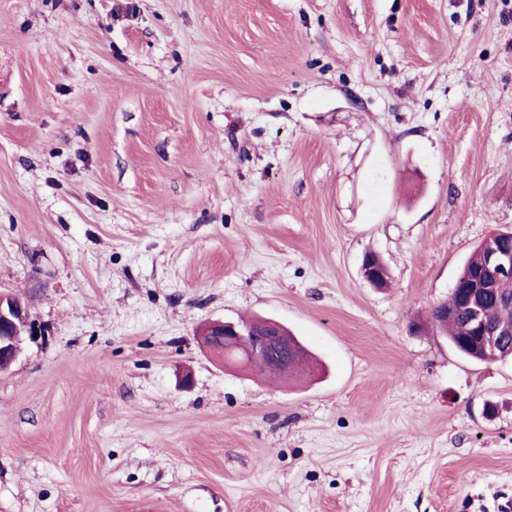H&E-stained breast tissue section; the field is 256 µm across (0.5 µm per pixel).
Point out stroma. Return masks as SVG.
Masks as SVG:
<instances>
[{
    "mask_svg": "<svg viewBox=\"0 0 512 512\" xmlns=\"http://www.w3.org/2000/svg\"><path fill=\"white\" fill-rule=\"evenodd\" d=\"M502 228L512 0H0V512H502L512 360L411 327ZM45 336L44 328L30 318L21 298L0 293V372L17 361L24 341L35 342ZM262 319L254 321L241 320V325H248L251 330L261 329L259 325ZM232 321L215 322L207 326L202 332L203 342L211 346L214 337L223 339L224 343H233L239 340L243 333V327ZM249 330L252 345L249 347L248 340H241L236 345L241 347L244 352L248 351L249 347V367L253 371L264 365L263 355L268 351H275L278 353L279 369L274 361V355L269 356L268 363L265 368L260 370L261 375H270L277 378H282L288 381L294 375V365L297 373L310 374L314 372V364L307 356L305 349H295L290 353L291 361L289 360V350H291L292 343L290 342L291 333L281 323L276 320H271L266 328L258 331L251 332ZM289 335V336H288ZM279 371V373H278ZM280 374V377H279Z\"/></svg>",
    "mask_w": 512,
    "mask_h": 512,
    "instance_id": "stroma-1",
    "label": "stroma"
}]
</instances>
